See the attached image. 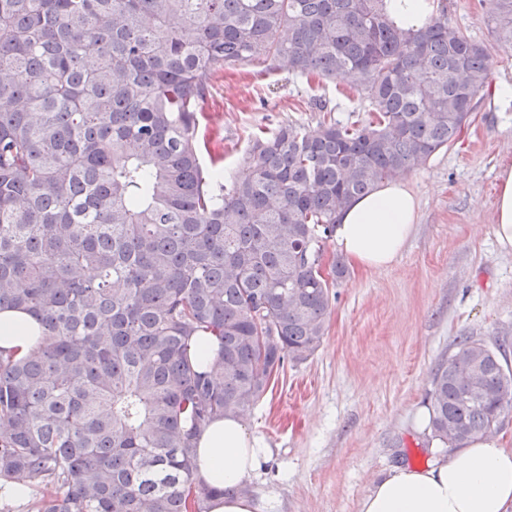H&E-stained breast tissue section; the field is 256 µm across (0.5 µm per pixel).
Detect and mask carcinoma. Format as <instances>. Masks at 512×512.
I'll return each instance as SVG.
<instances>
[{
  "label": "carcinoma",
  "mask_w": 512,
  "mask_h": 512,
  "mask_svg": "<svg viewBox=\"0 0 512 512\" xmlns=\"http://www.w3.org/2000/svg\"><path fill=\"white\" fill-rule=\"evenodd\" d=\"M489 5L511 43L512 0ZM247 61L344 81L369 117L255 136L226 187L199 115ZM492 64L445 0L418 29L384 0H0V309L44 327L0 355V479L51 490L37 512H204L197 433L314 355L347 275L323 241L454 143ZM192 336L218 343L208 372ZM429 396L450 450L502 428L504 350L460 337Z\"/></svg>",
  "instance_id": "obj_1"
}]
</instances>
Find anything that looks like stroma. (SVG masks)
Segmentation results:
<instances>
[{
	"mask_svg": "<svg viewBox=\"0 0 512 512\" xmlns=\"http://www.w3.org/2000/svg\"><path fill=\"white\" fill-rule=\"evenodd\" d=\"M449 22L492 48L478 112L458 139L405 174L419 200L414 233L383 270L349 267L335 288L318 350L286 363L247 413L271 450L246 482L279 512H359L390 468H423L439 451L416 415L429 409L430 376L462 336L500 341L512 360V251L494 233L499 175L512 167V45L498 41L486 0H447ZM336 120L364 119L368 103L346 85L307 83L254 61L225 69L205 105L202 133L224 170L245 175L249 137L280 125L315 126L316 99Z\"/></svg>",
	"mask_w": 512,
	"mask_h": 512,
	"instance_id": "stroma-1",
	"label": "stroma"
}]
</instances>
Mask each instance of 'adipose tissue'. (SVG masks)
<instances>
[{
	"label": "adipose tissue",
	"instance_id": "adipose-tissue-1",
	"mask_svg": "<svg viewBox=\"0 0 512 512\" xmlns=\"http://www.w3.org/2000/svg\"><path fill=\"white\" fill-rule=\"evenodd\" d=\"M419 204L399 179L380 183L339 218L335 238L351 263L368 270L390 267L413 234ZM40 323L29 314L0 310V350L22 357L38 347ZM270 455L241 414L214 418L197 436L192 461L196 482L220 488L208 512H257L236 488L257 475ZM359 512H512V448L488 436L448 451L424 468L397 466L375 483Z\"/></svg>",
	"mask_w": 512,
	"mask_h": 512
}]
</instances>
